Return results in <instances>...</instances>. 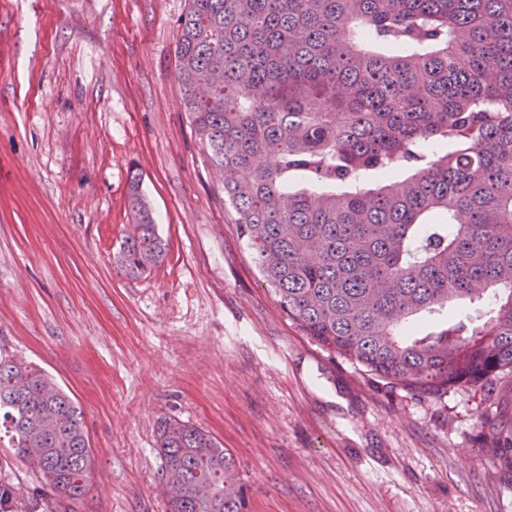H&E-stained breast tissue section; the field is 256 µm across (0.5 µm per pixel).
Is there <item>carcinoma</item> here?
I'll return each mask as SVG.
<instances>
[{"label": "carcinoma", "mask_w": 512, "mask_h": 512, "mask_svg": "<svg viewBox=\"0 0 512 512\" xmlns=\"http://www.w3.org/2000/svg\"><path fill=\"white\" fill-rule=\"evenodd\" d=\"M175 57L224 202L307 337L435 398L512 372V0H188ZM130 204L113 259L137 277L166 244L136 174ZM0 446L38 475L40 512L84 494L83 411L1 356ZM155 448L168 512H249L208 432L165 419ZM484 453L512 462V439Z\"/></svg>", "instance_id": "1"}]
</instances>
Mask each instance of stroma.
Returning <instances> with one entry per match:
<instances>
[{
  "label": "stroma",
  "mask_w": 512,
  "mask_h": 512,
  "mask_svg": "<svg viewBox=\"0 0 512 512\" xmlns=\"http://www.w3.org/2000/svg\"><path fill=\"white\" fill-rule=\"evenodd\" d=\"M185 0H0V355L82 408L92 448L70 512H167L161 419L238 462L251 512H512V432L488 387L384 386L281 310L224 206L176 77ZM167 245L139 277L113 262L129 176ZM12 512L39 486L0 447Z\"/></svg>",
  "instance_id": "1"
}]
</instances>
